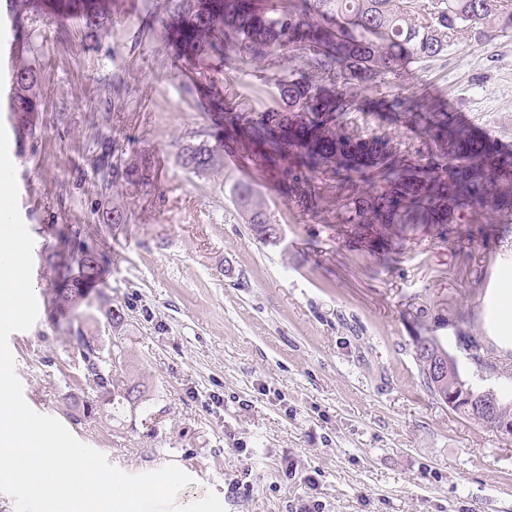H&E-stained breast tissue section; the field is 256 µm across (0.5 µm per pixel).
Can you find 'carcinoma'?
<instances>
[{"label":"carcinoma","instance_id":"obj_1","mask_svg":"<svg viewBox=\"0 0 512 512\" xmlns=\"http://www.w3.org/2000/svg\"><path fill=\"white\" fill-rule=\"evenodd\" d=\"M81 16L86 34L94 36L110 20L108 0H7L9 26L4 42L13 45L15 59L31 53L29 29L53 16ZM501 33L512 32V0H265V7L247 11L241 0H173L166 25L177 37L188 61L222 55L259 58L280 52L288 59L305 58L335 86L331 95L316 93L315 83L292 80L280 88L283 107L249 126L251 139L263 147L261 158L288 177V201L298 211L319 214L328 199H335L336 221L351 236L377 247L412 234L420 225L453 224L466 227L456 237L482 231L484 216L510 211L501 200L512 198V153L480 138L455 122L447 112H436L421 102L415 91L386 99L382 105L397 112L404 123L429 135L428 161L424 162L390 146L377 135L360 137L349 129L347 116L362 111L353 94L355 85H369L393 78L403 80L409 61L434 58L464 33L487 21ZM38 70L30 64L13 66L8 120L15 135L33 132L32 115L39 109ZM219 141L187 143L178 153H192L194 174L224 167ZM112 179L142 187L153 183L151 162L112 166ZM232 195L245 223L258 237L278 239L266 204L249 183L233 186ZM61 250L51 255L54 280L65 293H53L51 308L70 321V344L77 349L87 385L86 399L72 409L89 417L98 403L111 405L109 416L120 423L126 410L147 401L145 377L131 373L128 350L112 341V356L87 335L75 311L76 301L89 292L97 294L100 272L107 254L78 243V232H60ZM464 347L481 353L497 379L512 381V352L502 356L481 337L468 333ZM421 385L435 400L444 402L448 378L439 387L430 385L431 356L412 351Z\"/></svg>","mask_w":512,"mask_h":512}]
</instances>
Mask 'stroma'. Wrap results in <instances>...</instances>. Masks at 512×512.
Returning <instances> with one entry per match:
<instances>
[{
    "label": "stroma",
    "instance_id": "stroma-1",
    "mask_svg": "<svg viewBox=\"0 0 512 512\" xmlns=\"http://www.w3.org/2000/svg\"><path fill=\"white\" fill-rule=\"evenodd\" d=\"M112 0V23L85 38L83 23L41 25L33 42L41 107L33 133L9 139L33 190L19 197L34 240L36 323L9 347L32 409L129 474L177 465L191 479L177 502L215 493L226 512H512V440L457 416L423 389L411 356L419 305L444 304L436 334L450 353L468 331L512 342V223L489 215L472 239L430 229L393 240L391 256L349 236L332 214L293 208L281 173L258 151L238 154L249 173L198 176L178 162L189 140L230 139L199 100L200 76L176 65L162 23L169 0ZM426 105L467 113L468 129L512 151V33L465 34L436 58L410 64ZM224 108L253 122L281 108L279 89L310 76L306 59H206ZM203 73V74H204ZM351 130L423 157L428 135L379 112L349 115ZM122 163L150 156L154 186L107 182L101 149ZM251 181L276 243L256 238L231 196ZM119 208L123 223L104 224ZM111 254L103 297L79 304L84 330L103 346L122 339L151 386L146 408L122 425L71 416L86 387L48 301L46 262L62 225ZM122 307L114 330L106 312Z\"/></svg>",
    "mask_w": 512,
    "mask_h": 512
}]
</instances>
